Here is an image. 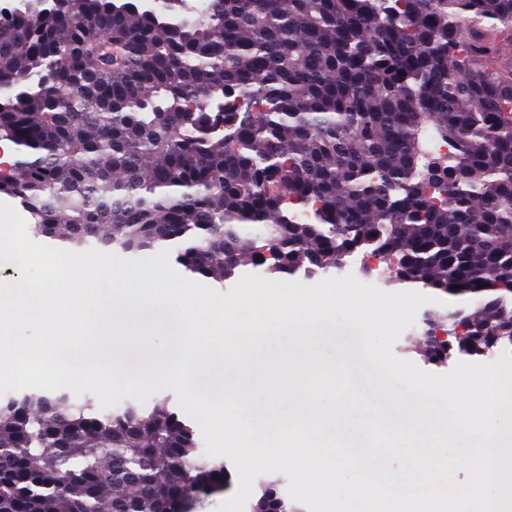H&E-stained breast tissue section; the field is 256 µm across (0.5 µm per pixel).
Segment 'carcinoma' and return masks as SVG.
Wrapping results in <instances>:
<instances>
[{
  "label": "carcinoma",
  "instance_id": "carcinoma-1",
  "mask_svg": "<svg viewBox=\"0 0 512 512\" xmlns=\"http://www.w3.org/2000/svg\"><path fill=\"white\" fill-rule=\"evenodd\" d=\"M184 2L0 12V194L34 234L221 282L371 247L392 284L487 297L425 315L428 359L512 345V0ZM283 483L260 498L297 512ZM232 486L166 403L0 399V512H193Z\"/></svg>",
  "mask_w": 512,
  "mask_h": 512
}]
</instances>
